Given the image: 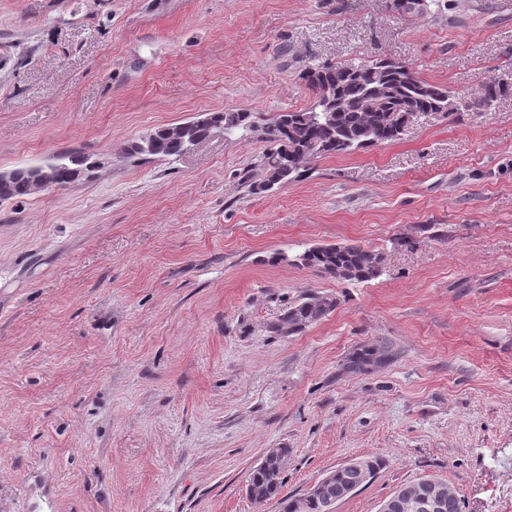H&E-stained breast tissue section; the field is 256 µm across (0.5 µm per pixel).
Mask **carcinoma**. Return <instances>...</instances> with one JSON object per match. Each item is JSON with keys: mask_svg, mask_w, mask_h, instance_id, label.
<instances>
[{"mask_svg": "<svg viewBox=\"0 0 512 512\" xmlns=\"http://www.w3.org/2000/svg\"><path fill=\"white\" fill-rule=\"evenodd\" d=\"M301 79L315 94L313 105L304 110L278 112L265 119L264 134L268 147L259 159L264 174L260 183L249 184L255 193L270 192L302 180L312 161L353 153L365 147L391 143L403 132L405 109L417 114L428 112L453 113L461 109L470 112H491L499 101L512 97V83H490L481 94L465 98L448 87L420 78L413 66L388 58H374L354 64H322L303 71ZM384 84L389 94L369 109L370 92ZM257 123L252 112H209L187 121L160 127L127 147L132 155L177 157L206 139L211 130L224 128V134L246 131ZM62 159L49 155L46 160L57 162L60 187L77 180L88 169V158L71 152L60 153ZM30 165L11 169L8 182L0 181V197L10 200L32 194L25 170ZM310 254L303 266L324 275L340 271V280L368 282L383 274L376 261L377 251L359 243L338 247L317 245L308 248ZM325 314L309 306V300L289 305L280 318L303 329L320 321ZM250 497L262 503L277 495L281 483L270 481L266 468H254L249 477Z\"/></svg>", "mask_w": 512, "mask_h": 512, "instance_id": "1", "label": "carcinoma"}]
</instances>
